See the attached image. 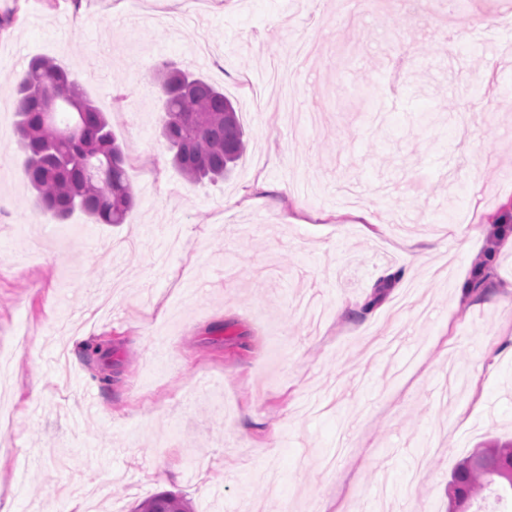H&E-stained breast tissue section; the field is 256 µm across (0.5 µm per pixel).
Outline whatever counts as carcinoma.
I'll list each match as a JSON object with an SVG mask.
<instances>
[{"label": "carcinoma", "mask_w": 512, "mask_h": 512, "mask_svg": "<svg viewBox=\"0 0 512 512\" xmlns=\"http://www.w3.org/2000/svg\"><path fill=\"white\" fill-rule=\"evenodd\" d=\"M165 101L162 135L188 180L222 177L245 149L236 108L203 77L171 65L158 74ZM18 143L25 178L40 210L65 219L80 210L103 224H122L135 204L120 146L99 111L52 59L34 58L17 83ZM493 492L512 499V442L493 443L461 460L448 482V512H472ZM134 512H192L172 492L141 501Z\"/></svg>", "instance_id": "cac0c4a2"}]
</instances>
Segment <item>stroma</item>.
Wrapping results in <instances>:
<instances>
[{"mask_svg": "<svg viewBox=\"0 0 512 512\" xmlns=\"http://www.w3.org/2000/svg\"><path fill=\"white\" fill-rule=\"evenodd\" d=\"M480 14L512 0H211L188 20L0 0V512H65L107 475L95 512L167 490L194 512H446L455 464L512 439V31L473 49ZM35 57L108 117L125 223L41 218L13 107ZM167 64L234 102L229 180L172 167Z\"/></svg>", "mask_w": 512, "mask_h": 512, "instance_id": "35a3bbf8", "label": "stroma"}]
</instances>
